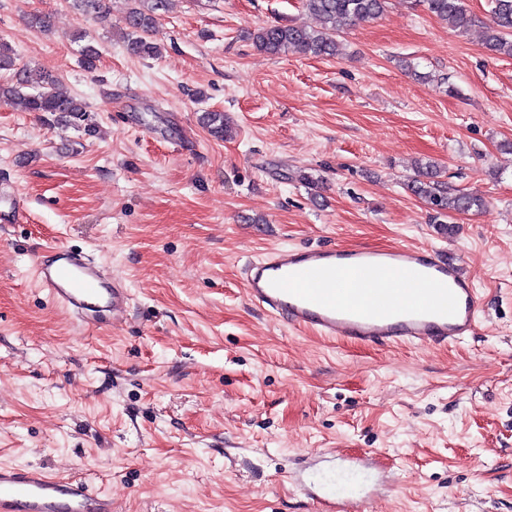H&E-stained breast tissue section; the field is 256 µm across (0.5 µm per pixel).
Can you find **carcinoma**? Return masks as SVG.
Masks as SVG:
<instances>
[{
  "mask_svg": "<svg viewBox=\"0 0 512 512\" xmlns=\"http://www.w3.org/2000/svg\"><path fill=\"white\" fill-rule=\"evenodd\" d=\"M87 14L104 19L110 14L111 0H72ZM134 7L125 16L127 47L140 57L157 55V43L152 36L157 31V12L166 10L170 0H132ZM303 7L319 19L321 27L309 30L298 24L262 27L254 34L260 50L276 55L295 52L305 56L331 57L339 55L336 33L348 22L370 21L380 17L387 0H302ZM425 9L458 30H465L474 19L464 8L463 0H418ZM489 51L512 56V0H494L491 23L487 26L485 41ZM16 69V78L0 83V104H19L27 112L48 114L58 121L77 127L88 120V107L81 99L64 93L56 81L46 75L31 76L32 69L17 67V54L6 42L0 41V70ZM204 127L216 138L224 139L229 130L224 124V113L205 112L201 116ZM408 191L424 201L434 211L432 223L444 234L453 231L445 218L448 213H465L485 205L482 196L448 187L442 180L440 168L432 162L419 167L417 177L410 180Z\"/></svg>",
  "mask_w": 512,
  "mask_h": 512,
  "instance_id": "obj_1",
  "label": "carcinoma"
}]
</instances>
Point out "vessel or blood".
Segmentation results:
<instances>
[{
	"instance_id": "vessel-or-blood-1",
	"label": "vessel or blood",
	"mask_w": 512,
	"mask_h": 512,
	"mask_svg": "<svg viewBox=\"0 0 512 512\" xmlns=\"http://www.w3.org/2000/svg\"><path fill=\"white\" fill-rule=\"evenodd\" d=\"M33 275L49 298L85 327L125 314L123 280L62 245L38 254ZM245 297L296 329L363 344H454L479 324L474 282L461 264L429 249L333 246L279 249L243 271ZM317 512H365L364 499L306 487ZM0 512H113L112 497L86 478L0 467Z\"/></svg>"
}]
</instances>
